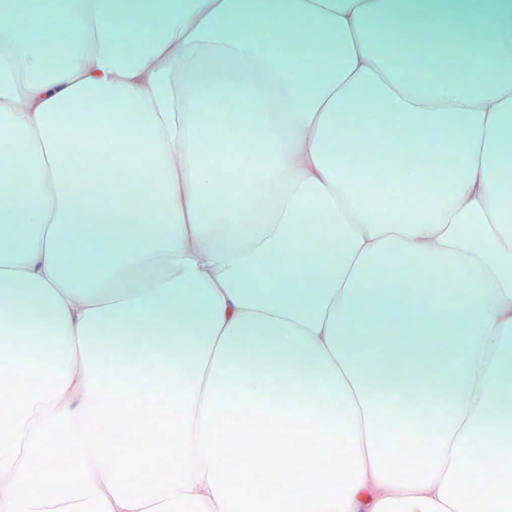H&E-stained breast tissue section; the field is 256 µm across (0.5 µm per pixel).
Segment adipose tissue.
<instances>
[{
  "label": "adipose tissue",
  "instance_id": "obj_1",
  "mask_svg": "<svg viewBox=\"0 0 512 512\" xmlns=\"http://www.w3.org/2000/svg\"><path fill=\"white\" fill-rule=\"evenodd\" d=\"M0 146V512H512V0H0ZM367 324L366 325H359L358 326V339L362 345H370V344H376L379 345L383 342H387L390 340L391 336V328L388 326H379L378 323L380 321L379 318H377L374 315H368L366 317ZM363 333H368L371 336H364ZM375 333H377L379 336H375Z\"/></svg>",
  "mask_w": 512,
  "mask_h": 512
}]
</instances>
